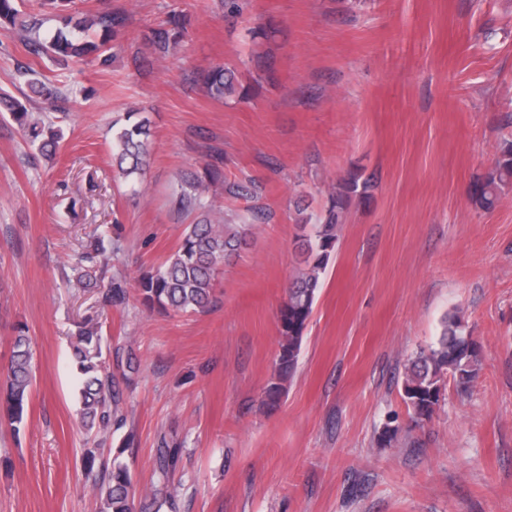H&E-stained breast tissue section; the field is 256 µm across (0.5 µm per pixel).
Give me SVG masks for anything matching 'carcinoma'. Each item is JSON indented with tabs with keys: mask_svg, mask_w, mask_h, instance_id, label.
<instances>
[{
	"mask_svg": "<svg viewBox=\"0 0 512 512\" xmlns=\"http://www.w3.org/2000/svg\"><path fill=\"white\" fill-rule=\"evenodd\" d=\"M75 0H39L38 9L55 18L56 25L26 42L35 56L92 57L106 67L112 59L111 41L124 26V19L103 11L89 20L73 11ZM37 21L24 10V0H0V26L23 33L36 28ZM170 29L155 40L165 52L169 42L184 34L181 16L168 19ZM200 80L208 95L216 100L234 90L233 74L222 65L201 72ZM30 91L51 101L59 91L51 83L38 78L29 80ZM0 112H7L18 123L26 139L37 146L44 157L56 155L63 139L59 129L45 128L26 121L28 109L18 98L0 94ZM148 118L142 116L118 127L112 135V162L121 178L136 193L150 163ZM219 178L212 174L204 179L189 170L180 179L174 203L181 213L195 215L185 225L176 248L155 268L144 272L137 281L142 302L168 314L202 312L213 302V285L219 265L237 255L249 245L254 234L253 224H228L218 216L215 190ZM512 184V143L501 148L492 168L477 178L470 190L472 203L489 211L500 198L503 187ZM372 187L370 180L351 174L332 187L329 205L318 213H306L302 218V234L297 236L295 276L288 286V297L282 305L279 323V354L275 363L274 382L265 390L266 403L276 405L291 378L297 363L303 333L322 286V276L337 239V228L343 222L344 211L354 197L364 198ZM225 191L245 200L258 197L260 186L229 183ZM112 248V240L98 237L83 260L93 263ZM72 363L78 380V414L84 428L103 436L112 427H121L124 414L120 407L122 393L119 380L112 372L117 368L125 380L137 372L138 357L134 350L112 349L105 344L103 325L86 319L73 336ZM482 365L481 346L464 334L459 313L447 315L437 341L420 350L407 368L403 392L414 413L413 422L421 427L431 420L444 402L445 382L452 379L460 392L468 391L479 377ZM4 419L15 433H20L26 420V409L34 384L32 340L22 325L15 328L6 371ZM159 453L155 474L166 481L175 468V456L168 451L166 436L158 440ZM95 488L102 500L100 512H134L136 489L128 466L115 457L112 466L104 467L95 477Z\"/></svg>",
	"mask_w": 512,
	"mask_h": 512,
	"instance_id": "carcinoma-1",
	"label": "carcinoma"
}]
</instances>
